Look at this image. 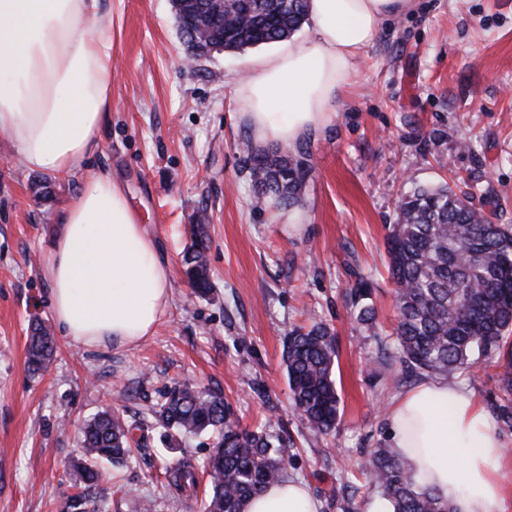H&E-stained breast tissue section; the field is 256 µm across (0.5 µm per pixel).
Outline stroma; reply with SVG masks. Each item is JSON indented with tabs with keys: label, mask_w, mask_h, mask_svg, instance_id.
<instances>
[{
	"label": "stroma",
	"mask_w": 512,
	"mask_h": 512,
	"mask_svg": "<svg viewBox=\"0 0 512 512\" xmlns=\"http://www.w3.org/2000/svg\"><path fill=\"white\" fill-rule=\"evenodd\" d=\"M112 14V124L88 168L120 181L171 271L172 304L132 348L85 350L57 336L47 369L29 372L30 320L52 322L41 270L80 175L26 169L0 142V512H62L79 428L95 413L150 416L188 384L222 394L242 427L273 421L290 435L287 477L306 482L321 512H385L361 467L390 446V404L402 396L380 342L396 324L387 236L400 194L453 181L493 223L512 226V0H418L385 20L338 95L328 129L296 146L311 174L296 209L259 200L244 163L251 139L231 85L261 48L214 51L186 68L172 0H101ZM48 182V199L33 184ZM305 220L290 223L291 212ZM208 225L213 288L182 273L190 227ZM369 290L374 326L352 292ZM335 335V430L313 433L289 399L283 344L296 326ZM146 431L125 463H100L101 512H200L201 493L164 484L165 468L203 465L211 440L171 449Z\"/></svg>",
	"instance_id": "stroma-1"
}]
</instances>
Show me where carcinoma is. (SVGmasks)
<instances>
[{"instance_id": "carcinoma-1", "label": "carcinoma", "mask_w": 512, "mask_h": 512, "mask_svg": "<svg viewBox=\"0 0 512 512\" xmlns=\"http://www.w3.org/2000/svg\"><path fill=\"white\" fill-rule=\"evenodd\" d=\"M307 2L224 0V18L212 21L204 38L195 21L208 13L207 0H173L176 19L184 20V43L199 58L213 50L242 51L288 38L307 20ZM242 149L257 196L284 207L300 202L306 180L300 160L256 155L247 142ZM388 259L398 309L393 342L404 368L394 384L423 375L473 373L480 364L494 362L512 330V227L492 223L472 207L468 194L460 195L446 184L419 187L397 202ZM182 264L191 287L207 295L212 282L204 225H191ZM365 296L364 288L354 291L359 320L371 325L375 311L360 305ZM55 349L50 329L32 320L27 337L31 370L44 369ZM335 357L333 336L323 325L296 327L286 337L284 362L294 409L300 421L319 434L331 432L339 413ZM499 389L497 414L511 423L512 359L504 366ZM151 416L170 445L179 437L203 433L214 438L203 512H243L247 500L284 478L283 436L270 425L241 428L218 395L178 385L162 395ZM131 441V426L108 410L83 424L81 456L68 468L71 486L78 492L68 497L66 512H95L85 490L100 480L98 462H125ZM365 470L391 512H452L436 491L418 487L409 464L388 448L376 449ZM166 479L178 492H192L199 482L194 467L186 463L166 472Z\"/></svg>"}]
</instances>
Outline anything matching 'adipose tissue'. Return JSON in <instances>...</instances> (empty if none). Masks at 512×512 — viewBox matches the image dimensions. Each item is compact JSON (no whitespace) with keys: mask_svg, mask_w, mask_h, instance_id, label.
Returning a JSON list of instances; mask_svg holds the SVG:
<instances>
[{"mask_svg":"<svg viewBox=\"0 0 512 512\" xmlns=\"http://www.w3.org/2000/svg\"><path fill=\"white\" fill-rule=\"evenodd\" d=\"M413 0H308L299 42L252 62L234 82L256 146L295 147L332 125L333 104L384 19ZM112 16L100 0H0V140L27 169L84 171L45 257L53 319L72 344L128 348L153 336L172 301L156 239L123 186L85 167L112 121ZM387 422L417 484L453 512H512L494 415L467 390L428 380L395 400ZM300 482L270 486L244 512H320Z\"/></svg>","mask_w":512,"mask_h":512,"instance_id":"adipose-tissue-1","label":"adipose tissue"}]
</instances>
